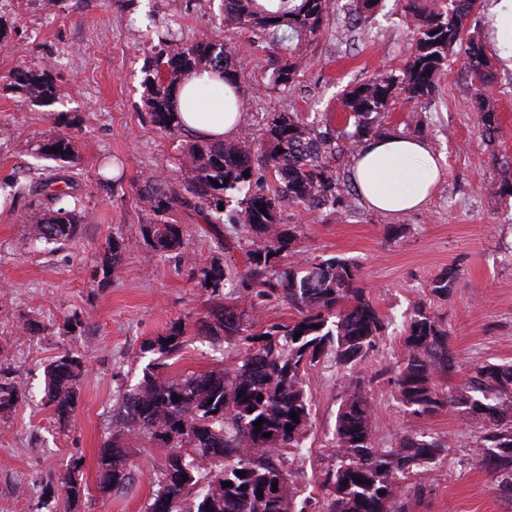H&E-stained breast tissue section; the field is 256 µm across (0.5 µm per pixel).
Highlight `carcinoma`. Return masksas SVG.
<instances>
[{
	"mask_svg": "<svg viewBox=\"0 0 512 512\" xmlns=\"http://www.w3.org/2000/svg\"><path fill=\"white\" fill-rule=\"evenodd\" d=\"M489 0H405L414 22L408 58L400 73H380L344 93L345 111L354 118V131L343 134L345 143L320 124H309L295 113L275 112L267 117L259 147L245 141L220 144L195 141L183 152L182 165L190 174L183 197L158 180H148L143 205L157 215L143 229L151 247L174 255L201 275L200 283L217 307L205 323L208 334L227 345L245 346L244 358L232 368L216 369L175 379L153 365L138 385L125 394L117 408L116 433L104 442L98 456L100 490L117 492L129 485L125 440L147 438L170 449L155 472L153 501L148 512H306L294 509L297 487L287 469V455L301 447L310 419L304 388L305 369L323 355L339 365L357 366L375 348L385 324L361 285L356 263L330 258L303 265L285 261L294 257L296 230L282 228L283 206L304 210L347 207L345 189L336 179L330 160L356 153L361 143L381 135L377 117L388 111L393 98L403 96L419 104L432 99L447 72L448 54L460 47L474 83L478 122L486 145L500 134L495 76L486 50L494 31ZM333 0H224V32L188 44L173 30L157 29L159 50L145 67L147 106L154 125L178 132L171 97L181 77L192 69L212 67L224 82L236 83L244 68L239 48L224 42V33L251 34L272 51L273 85L290 86L306 66L307 56L289 44L314 40L328 25ZM16 84L31 98L53 101L58 97L56 76L49 70H26ZM59 152H53V149ZM42 159L70 162L73 141L56 132L37 144ZM249 175H244V172ZM70 179L54 169L42 178L46 206L28 215L39 239L49 243L74 240L83 221L81 199L69 189ZM200 213L217 234V244L230 254L243 255V268L196 260L184 247L181 225L163 215L174 204ZM224 210H219V206ZM266 213H261V210ZM224 224L235 236L222 237L214 228ZM117 243L107 246L92 278L108 280L121 264ZM232 284L237 297L226 299ZM455 284L451 272L432 281L431 292L446 297ZM226 304H221L222 300ZM288 303L297 318L253 330L250 314L273 301ZM300 337H295V334ZM182 323L157 337L151 348L171 353L181 346ZM455 366L443 319L420 307L407 327L403 365L394 381L399 400L420 418L441 407L460 410L481 420L485 433L476 442L479 465L498 481V489L512 496V365L488 363L476 368L472 386L448 394L437 388V374ZM49 378L45 407L60 422L74 411L76 390L86 372L83 362L69 353L46 366ZM10 371L0 368V411L18 400ZM297 413L299 422L290 419ZM372 405L361 378L350 375L336 416V467L325 473L320 488L325 512H414L424 487L407 493L401 477L427 467L446 442L426 438L414 426L405 428L393 448H377L371 441ZM264 419L261 429L254 422ZM293 429H286V425ZM271 436L265 437L263 433ZM73 463L59 482L68 496H77ZM245 472L241 478L236 471ZM361 482H356L355 478ZM232 486L225 487L223 483ZM277 489H272V484ZM385 495H379V492ZM193 508L184 509L185 502Z\"/></svg>",
	"mask_w": 512,
	"mask_h": 512,
	"instance_id": "obj_1",
	"label": "carcinoma"
}]
</instances>
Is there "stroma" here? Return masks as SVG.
Masks as SVG:
<instances>
[{
    "label": "stroma",
    "mask_w": 512,
    "mask_h": 512,
    "mask_svg": "<svg viewBox=\"0 0 512 512\" xmlns=\"http://www.w3.org/2000/svg\"><path fill=\"white\" fill-rule=\"evenodd\" d=\"M404 0H379L358 29L346 22L351 0H340L322 34L306 43L307 67L290 88H269L273 58L255 43L237 80L245 103L236 137L257 143L273 112L352 131L343 93L380 72L402 69L413 22ZM170 26L192 44L224 25L223 0H0V181L26 186L0 211V366L21 384L18 403L0 412V512H145L154 472L168 450L143 439L128 441L134 479L112 496L98 489L97 458L111 437L122 397L148 364L165 363L174 378L235 365L244 350L208 336L199 321L211 307L190 266L151 251L142 229L154 215L139 191L154 176L184 192L179 157L190 137L168 134L150 122L144 66L151 50L140 34ZM496 78L501 135L482 140L472 79L462 61L449 58L437 95L412 105L396 98L379 117L384 134L426 140L444 171L419 211L388 216L355 200L344 216L333 209L284 207V225L296 227L301 260L347 258L360 267L361 284L386 328L357 369L373 404L375 447L395 446L407 416L393 380L404 354V327L417 308L442 317L457 357L452 374L436 385L454 392L483 363H512V28L500 25L488 51ZM52 68L60 98L48 103L16 87L18 69ZM425 121L415 126L414 114ZM55 131L68 133L75 157L64 171L86 217L75 240L34 251L26 220L43 193L36 187L43 162L36 144ZM189 253L226 261L208 224L192 209L174 206ZM397 228L388 236V228ZM123 248L111 281L93 280L109 242ZM455 270V285L439 297L430 284ZM78 326H71V319ZM185 329L170 354L146 350L149 339L175 322ZM70 352L86 366L68 422L45 409V366ZM347 367L321 358L308 367L305 391L311 420L288 468L300 497L321 498L319 485L335 465L333 432ZM419 430L448 439L446 450L406 486L424 485L416 512H512L472 450L482 422L443 407L418 418ZM80 494L58 492L57 477L70 461Z\"/></svg>",
    "instance_id": "35a3bbf8"
}]
</instances>
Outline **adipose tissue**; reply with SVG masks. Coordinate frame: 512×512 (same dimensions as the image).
<instances>
[{"label": "adipose tissue", "mask_w": 512, "mask_h": 512, "mask_svg": "<svg viewBox=\"0 0 512 512\" xmlns=\"http://www.w3.org/2000/svg\"><path fill=\"white\" fill-rule=\"evenodd\" d=\"M236 95L218 72L186 75L177 88L173 107L183 131L214 142L235 136L241 115ZM443 172L426 141L417 137L383 136L367 141L358 153L353 182L370 208L398 216L420 208Z\"/></svg>", "instance_id": "ef3b65f1"}]
</instances>
